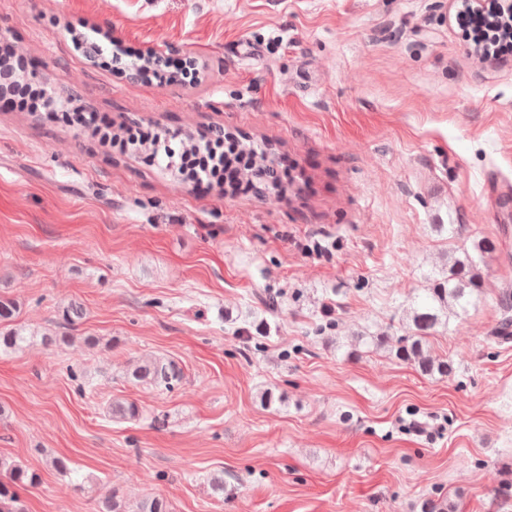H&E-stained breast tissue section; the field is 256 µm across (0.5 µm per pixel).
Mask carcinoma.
<instances>
[{"label": "carcinoma", "instance_id": "1", "mask_svg": "<svg viewBox=\"0 0 512 512\" xmlns=\"http://www.w3.org/2000/svg\"><path fill=\"white\" fill-rule=\"evenodd\" d=\"M495 250L493 243L478 239L472 242V251L463 255L448 256L441 270L428 278L425 298L411 308L407 329L408 336L399 340L395 347V356L414 366L426 375L452 373L451 364L441 358H435L427 352L426 340L430 332L443 326L448 327L452 318L460 319L467 314L468 308L476 306L483 294V279L478 261L484 255ZM501 302L507 314L492 332L491 339L497 343L512 340V291L501 292ZM28 337L17 328L0 330V350L15 351L27 343ZM130 377L138 382L149 384L160 390H171L183 378L178 365L164 357H152L141 361L131 371ZM115 418L134 420L140 415V408L134 401L118 402L111 406ZM0 471L6 473L8 482H0V512H23L20 507L18 490L35 488L41 482V476L16 462L0 460ZM99 512H171L167 500L154 497L140 503L131 511L126 501L112 494L104 500Z\"/></svg>", "mask_w": 512, "mask_h": 512}]
</instances>
